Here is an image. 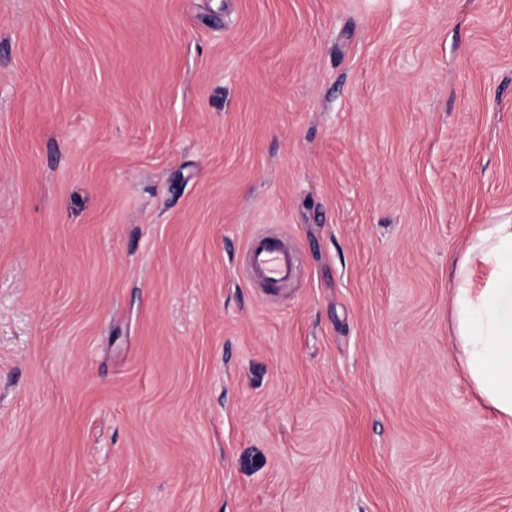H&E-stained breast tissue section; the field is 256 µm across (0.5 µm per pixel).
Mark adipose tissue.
Returning <instances> with one entry per match:
<instances>
[{
  "instance_id": "adipose-tissue-1",
  "label": "adipose tissue",
  "mask_w": 512,
  "mask_h": 512,
  "mask_svg": "<svg viewBox=\"0 0 512 512\" xmlns=\"http://www.w3.org/2000/svg\"><path fill=\"white\" fill-rule=\"evenodd\" d=\"M512 286V219L472 234L452 290L454 337L479 395L512 422V319L503 316L504 288Z\"/></svg>"
}]
</instances>
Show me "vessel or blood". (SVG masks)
Returning <instances> with one entry per match:
<instances>
[{
    "mask_svg": "<svg viewBox=\"0 0 512 512\" xmlns=\"http://www.w3.org/2000/svg\"><path fill=\"white\" fill-rule=\"evenodd\" d=\"M299 259L284 236L255 232L244 246L243 269L252 281L276 287L292 279Z\"/></svg>",
    "mask_w": 512,
    "mask_h": 512,
    "instance_id": "obj_1",
    "label": "vessel or blood"
}]
</instances>
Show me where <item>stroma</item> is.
<instances>
[{
  "label": "stroma",
  "mask_w": 512,
  "mask_h": 512,
  "mask_svg": "<svg viewBox=\"0 0 512 512\" xmlns=\"http://www.w3.org/2000/svg\"><path fill=\"white\" fill-rule=\"evenodd\" d=\"M509 217L512 0H0V512H512ZM475 265L488 271L480 286L473 281ZM506 285L512 286V219L485 224L468 238L451 298L464 369L479 395L512 422V318L503 316ZM243 269L252 281L276 287L292 279L299 259L283 235L252 233L244 246Z\"/></svg>",
  "instance_id": "obj_1"
}]
</instances>
